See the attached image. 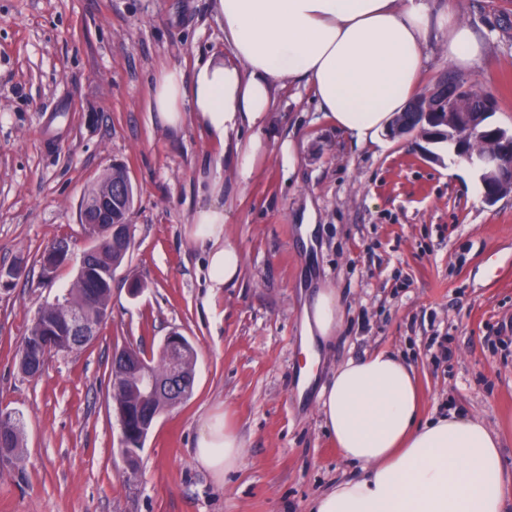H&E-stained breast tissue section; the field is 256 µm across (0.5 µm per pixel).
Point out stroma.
I'll use <instances>...</instances> for the list:
<instances>
[{
  "label": "stroma",
  "mask_w": 512,
  "mask_h": 512,
  "mask_svg": "<svg viewBox=\"0 0 512 512\" xmlns=\"http://www.w3.org/2000/svg\"><path fill=\"white\" fill-rule=\"evenodd\" d=\"M457 6L489 43L488 69L470 83L512 132V0ZM223 47L210 0H0V270H21L0 280V408L22 419L24 446L22 463L0 457V512H309L361 473L327 432L319 393L340 365L379 350L413 367L423 418L453 410L495 430L512 477V194L486 203L482 185L449 176L440 147L417 134L357 144L293 82L274 91L249 180L224 162V233L243 275L211 293L186 228L216 149L194 126L171 135L153 123L150 96L162 70ZM115 163L134 189L133 244L109 315L87 347L51 353L27 377L17 359L32 319L77 274L72 261L45 280L41 257L61 237L81 254L80 203ZM327 287L343 321L304 386V309ZM173 332L196 351L193 393L159 415L133 472L112 353L131 345L159 364ZM221 413L243 448L218 479L194 447L201 420Z\"/></svg>",
  "instance_id": "1"
}]
</instances>
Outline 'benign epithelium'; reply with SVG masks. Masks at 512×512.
Returning a JSON list of instances; mask_svg holds the SVG:
<instances>
[{
	"mask_svg": "<svg viewBox=\"0 0 512 512\" xmlns=\"http://www.w3.org/2000/svg\"><path fill=\"white\" fill-rule=\"evenodd\" d=\"M427 103L417 107L411 117L401 118L390 128L393 138H405L413 134L421 125L448 124V138L457 139V144L466 147L472 140L487 139L491 146L477 153L464 152L465 157L476 155L480 166L486 172L483 181L484 197L489 203L512 192V133L500 128H490L482 123L484 112L469 111L470 94L462 83L435 84L426 93ZM133 194L131 184L124 171L116 168L107 170L97 182V192L93 198L82 203L81 224L88 239V246L82 253L76 279L86 278L89 271L96 268L101 238H106L111 247L119 252L131 249L132 225L110 222L115 208L131 209ZM69 243L56 241L41 261L42 276L51 280L60 265L69 262ZM49 307L44 306L34 317L37 345L41 348L79 346L97 334L107 312L100 309L94 313L85 307L74 309L63 326H57L48 319ZM162 354L168 363L163 376L155 374L145 357L134 347H124L113 352L112 360L119 369L118 377L129 384L138 396L142 411L136 431L139 443L147 439L161 410L155 408L160 403L169 409L178 406L189 396L184 387L185 379L195 363V352L191 342L183 335L173 332L163 343Z\"/></svg>",
	"mask_w": 512,
	"mask_h": 512,
	"instance_id": "7a95c632",
	"label": "benign epithelium"
}]
</instances>
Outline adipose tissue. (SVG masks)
Returning a JSON list of instances; mask_svg holds the SVG:
<instances>
[{"instance_id":"1","label":"adipose tissue","mask_w":512,"mask_h":512,"mask_svg":"<svg viewBox=\"0 0 512 512\" xmlns=\"http://www.w3.org/2000/svg\"><path fill=\"white\" fill-rule=\"evenodd\" d=\"M231 48L212 54L192 73L171 67L157 77L151 108L159 125L180 134L197 127L225 151L248 179L262 140L240 143L242 129H263L276 86L304 81L322 112L357 143H375L393 119L422 94L429 27L444 35L442 58L455 70L478 74L487 47L464 21L455 0H212ZM189 238L206 252L212 287L236 282L241 253L224 234V183L209 182ZM341 318L335 289H321L305 312L306 378L319 362L316 344L334 336ZM320 412L341 455L362 470L315 497L309 512H504L505 471L500 439L483 421L456 412L420 420L412 370L377 351L339 366L320 394ZM242 444L226 421L198 429L195 459L215 477L236 469Z\"/></svg>"}]
</instances>
